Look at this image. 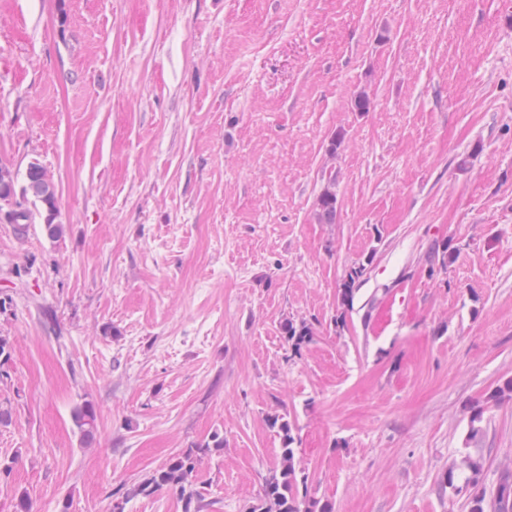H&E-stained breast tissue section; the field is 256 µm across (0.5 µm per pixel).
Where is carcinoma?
I'll return each instance as SVG.
<instances>
[{"label": "carcinoma", "mask_w": 512, "mask_h": 512, "mask_svg": "<svg viewBox=\"0 0 512 512\" xmlns=\"http://www.w3.org/2000/svg\"><path fill=\"white\" fill-rule=\"evenodd\" d=\"M7 201L14 206L9 211V223L33 224L38 219L42 221L48 238L58 240L63 236L64 225L57 222L59 201L55 184L40 164L32 162L28 165L21 184L18 183L17 173L0 164V206H5ZM316 205L323 223L335 222L338 205L336 173L332 172L326 177ZM455 253L456 248L450 244L439 243L423 256V260L431 269L437 262L444 267ZM373 260L374 255L370 254L345 270L339 289V300L343 307L349 309L353 306L354 296L367 281ZM281 332L288 346L296 352L308 345L315 335L311 324L292 319L281 322ZM96 420V411L89 403L73 409L72 421L81 444L87 446L95 441ZM269 423L271 427L278 428L281 438L280 470L265 481L260 503L252 506L250 512H333L330 503L322 504L307 498L308 475L295 464V437L289 422L275 415L269 418ZM223 452L224 436L216 431L207 440L182 451L165 465L153 470L122 496L116 497V501L124 506L132 497L150 496L162 489H169L179 495L182 512H202V494L195 487L200 464L204 459ZM483 472L482 458L469 454L448 469L444 486L466 498L468 512H512V468L499 471L490 485L484 482Z\"/></svg>", "instance_id": "cac0c4a2"}]
</instances>
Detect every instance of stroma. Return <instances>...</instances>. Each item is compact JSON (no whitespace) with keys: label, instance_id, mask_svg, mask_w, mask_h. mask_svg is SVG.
Returning a JSON list of instances; mask_svg holds the SVG:
<instances>
[{"label":"stroma","instance_id":"obj_1","mask_svg":"<svg viewBox=\"0 0 512 512\" xmlns=\"http://www.w3.org/2000/svg\"><path fill=\"white\" fill-rule=\"evenodd\" d=\"M33 162L65 232L0 223V512H111L216 431L205 512H248L274 415L334 512H467L449 467L512 466V0H0V163ZM326 183L317 197V209L320 219L325 224H332L336 220L338 198L336 194V174L330 171L328 177L324 176ZM373 255H367L364 259H359L351 264L344 273L341 288L339 289V300L346 310L353 307L355 294L361 286L367 281L368 273L373 264ZM280 327L284 340L295 352L308 345L315 335L314 327L305 321L298 323L293 319H285ZM96 411L93 405L84 403L76 406L72 411V421L77 429L80 442L83 445H90L95 441L97 433Z\"/></svg>","mask_w":512,"mask_h":512}]
</instances>
